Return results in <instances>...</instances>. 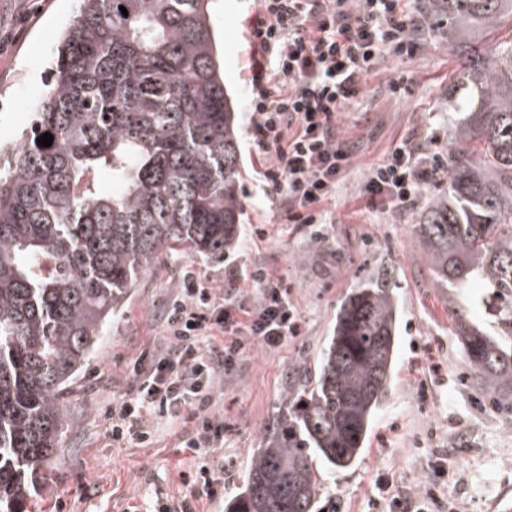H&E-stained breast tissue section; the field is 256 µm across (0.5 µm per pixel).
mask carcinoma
Returning <instances> with one entry per match:
<instances>
[{
	"mask_svg": "<svg viewBox=\"0 0 512 512\" xmlns=\"http://www.w3.org/2000/svg\"><path fill=\"white\" fill-rule=\"evenodd\" d=\"M210 3L81 0L31 123L0 146V512H27L64 401L143 272L182 252L221 257L236 238V109ZM429 13L454 30L508 27L464 50L445 185L414 227L440 287L500 301L497 333L463 305L453 333L478 390L512 413V0H430ZM391 282L379 269L342 302L314 375L294 372L225 512H315L318 470L358 463L391 381Z\"/></svg>",
	"mask_w": 512,
	"mask_h": 512,
	"instance_id": "carcinoma-1",
	"label": "carcinoma"
}]
</instances>
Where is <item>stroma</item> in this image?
I'll use <instances>...</instances> for the list:
<instances>
[{
    "label": "stroma",
    "instance_id": "35a3bbf8",
    "mask_svg": "<svg viewBox=\"0 0 512 512\" xmlns=\"http://www.w3.org/2000/svg\"><path fill=\"white\" fill-rule=\"evenodd\" d=\"M256 0H214L212 23L224 60V84L238 112L243 210L240 235L251 225L267 234L257 248L235 246L223 259L183 254L144 274L114 315L86 363L65 408L60 447L49 460L34 512H146L161 498L171 512L181 500L197 512H224L237 492L265 431L291 390V371L314 366L326 348L336 314L354 285L379 268L393 272L399 309L398 347L388 396L377 412L359 463L324 476L319 512H406L409 498L434 488L438 512H502L512 501V417L479 397L452 334L450 308L456 295L433 281L420 259L413 230L427 201L404 208L368 203L370 168L394 146L408 141L422 156H447L448 107L458 100L455 74L470 34L447 27L424 28L421 50L388 59L351 100L340 132L354 164L329 204L334 223L308 231L285 223L277 204L255 179L259 159L250 137L248 90L252 49L249 23ZM77 12L75 0H0V141L14 142L40 95L47 60L63 28ZM408 75L406 90L392 95V70ZM260 264L283 279L300 316L298 335L279 347L251 346L241 365L218 384L224 407V443L213 458L224 465V489L209 497L187 482L201 461L184 447L180 433L157 423L155 441L113 444L105 413L128 389L142 352L167 344L162 314L185 273L207 286H222L224 270Z\"/></svg>",
    "mask_w": 512,
    "mask_h": 512
}]
</instances>
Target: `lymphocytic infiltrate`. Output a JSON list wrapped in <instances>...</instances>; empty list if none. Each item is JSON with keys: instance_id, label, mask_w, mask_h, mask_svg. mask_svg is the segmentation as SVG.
Masks as SVG:
<instances>
[{"instance_id": "lymphocytic-infiltrate-1", "label": "lymphocytic infiltrate", "mask_w": 512, "mask_h": 512, "mask_svg": "<svg viewBox=\"0 0 512 512\" xmlns=\"http://www.w3.org/2000/svg\"><path fill=\"white\" fill-rule=\"evenodd\" d=\"M249 112L258 180L281 198L288 223L328 224L324 204L353 164L338 134L346 105L388 57L404 59L421 47L403 0H258L252 21ZM419 162L410 142L398 144L368 176L371 197L411 204L446 168ZM259 287L257 302L238 304V285ZM165 322L168 348L156 360H138L127 398L106 412L113 441L152 443L153 421L181 428L187 447L208 454L224 437V417L212 394L216 379L252 341L280 346L296 335L299 315L288 289L262 266L230 267L224 285L205 287L185 275Z\"/></svg>"}]
</instances>
